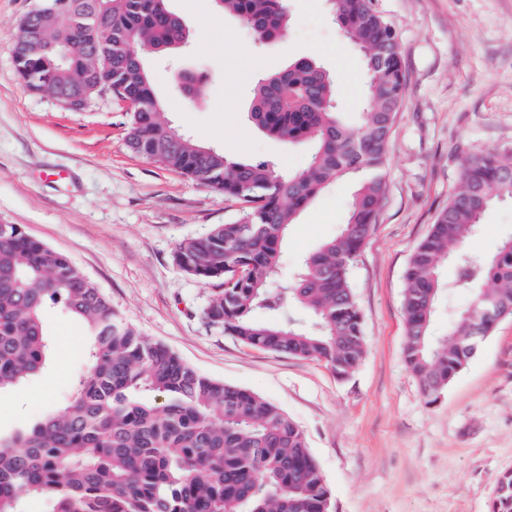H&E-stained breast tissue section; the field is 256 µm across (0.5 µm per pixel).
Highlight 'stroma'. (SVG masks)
I'll use <instances>...</instances> for the list:
<instances>
[{
    "mask_svg": "<svg viewBox=\"0 0 512 512\" xmlns=\"http://www.w3.org/2000/svg\"><path fill=\"white\" fill-rule=\"evenodd\" d=\"M43 0H0V223L66 254L124 321L199 372L254 391L306 436L331 494V512H489L498 479L512 472V316L498 322L436 402H428L403 355L405 272L460 182L463 157L512 151V0H372L394 29L407 73L406 102L389 141L385 199L350 267L366 353L349 376L324 363L251 348L208 327L204 284L173 260L176 245L233 221L239 206L212 188L133 153L123 106L95 95L72 112L17 77L12 42ZM191 34L181 50L150 55L154 91L175 134L234 161L304 168L307 145L288 147L248 118L258 81L297 58L336 78L341 120L358 126L364 61L332 21L326 0H288L287 35L254 38L212 0H169ZM248 48L250 63L238 59ZM190 72L204 80L191 99ZM355 178L336 180L291 225L276 288L304 256L345 224ZM512 237V201L492 207L467 248L494 254ZM444 292L431 322L442 336L471 291L458 267L440 265ZM45 324L46 369L0 395L7 435L62 408L85 369L84 329L60 309Z\"/></svg>",
    "mask_w": 512,
    "mask_h": 512,
    "instance_id": "stroma-1",
    "label": "stroma"
}]
</instances>
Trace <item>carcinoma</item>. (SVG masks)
Masks as SVG:
<instances>
[{"label":"carcinoma","mask_w":512,"mask_h":512,"mask_svg":"<svg viewBox=\"0 0 512 512\" xmlns=\"http://www.w3.org/2000/svg\"><path fill=\"white\" fill-rule=\"evenodd\" d=\"M67 9L25 17L13 38L16 72L31 92L101 80L132 101L128 145L141 156L239 204L234 221L179 242L173 259L221 288L203 310L208 325L249 347L323 362L346 377L365 353L362 316L349 269L376 223L384 165L406 71L395 31L372 0H332V18L365 55V108L358 127L338 118L336 85L299 58L255 89L256 127L290 145L311 144L307 166L285 174L268 162H231L224 152L169 129L144 66L188 41L168 0H64ZM261 42L288 29L286 0H214ZM346 175L359 188L341 232L306 257L285 294L312 323L286 318L271 285L288 226L328 185ZM512 200V154L466 159L460 184L405 274L404 357L428 402L451 383L488 336L486 312L512 308V237L491 256L467 241L497 202ZM455 251L471 301L448 334H430L440 261ZM59 306L87 333L86 371L64 408L0 436V512H330V491L300 428L255 392L207 377L166 346L128 326L101 290L64 253L19 224H0V394L46 366L45 311ZM256 310L264 319L254 318ZM492 512H512V474L497 484Z\"/></svg>","instance_id":"obj_1"}]
</instances>
